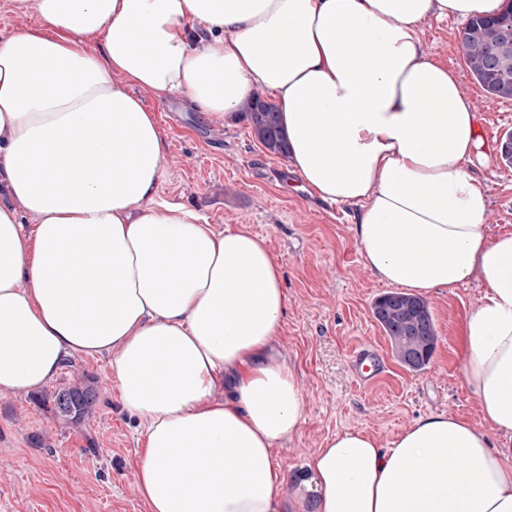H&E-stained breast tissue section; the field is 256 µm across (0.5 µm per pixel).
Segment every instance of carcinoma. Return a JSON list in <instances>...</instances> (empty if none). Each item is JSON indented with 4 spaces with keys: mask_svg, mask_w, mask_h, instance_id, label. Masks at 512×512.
<instances>
[{
    "mask_svg": "<svg viewBox=\"0 0 512 512\" xmlns=\"http://www.w3.org/2000/svg\"><path fill=\"white\" fill-rule=\"evenodd\" d=\"M461 43L466 65L483 89L490 95L512 100V2L494 16L471 19ZM243 111L265 148L288 155V140L274 105L252 98ZM373 314L397 360L414 372L425 370L437 341L428 303L414 294L387 292L375 300ZM97 398L98 392L88 378L54 392L52 411L66 421L79 422L91 413Z\"/></svg>",
    "mask_w": 512,
    "mask_h": 512,
    "instance_id": "1",
    "label": "carcinoma"
}]
</instances>
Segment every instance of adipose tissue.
Instances as JSON below:
<instances>
[{"instance_id":"1","label":"adipose tissue","mask_w":512,"mask_h":512,"mask_svg":"<svg viewBox=\"0 0 512 512\" xmlns=\"http://www.w3.org/2000/svg\"><path fill=\"white\" fill-rule=\"evenodd\" d=\"M40 30L0 41V166L40 217L0 207V389L109 358L145 421L136 484L149 512H512V235L489 238L467 166L483 141L423 22L504 0H11ZM99 36L98 49L85 45ZM146 87L237 123L270 96L303 188L354 206L366 265L427 294L481 279L463 378L489 431L445 413L391 447L346 431L284 500L273 448L304 420L275 360L288 297L266 238L155 200L165 140Z\"/></svg>"}]
</instances>
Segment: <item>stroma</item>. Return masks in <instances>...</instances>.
I'll return each instance as SVG.
<instances>
[{"instance_id": "stroma-1", "label": "stroma", "mask_w": 512, "mask_h": 512, "mask_svg": "<svg viewBox=\"0 0 512 512\" xmlns=\"http://www.w3.org/2000/svg\"><path fill=\"white\" fill-rule=\"evenodd\" d=\"M464 28L452 17L424 22V50L456 74L482 119L488 157L471 172L489 196L483 222L490 235L512 233V166L499 157L502 137L512 133V100L492 97L474 80L460 45ZM133 93L155 112L166 141L158 198L196 210L219 229L249 225L267 238L281 267L288 313L274 354L293 367L305 405L298 434L274 450L285 474L282 496L296 492L308 458L347 430L388 446L419 418L438 413L487 430L463 381L459 338L484 292L479 280L427 295L436 348L426 370H406L373 317L374 300L389 286L364 262L353 208L322 209L302 189L289 158L266 149L248 119L227 126L179 98L139 87ZM362 344L388 363L368 388L349 368L352 350ZM84 375L97 384L96 408L77 424L59 419L52 393ZM144 431V422L122 409L105 356L74 357L39 390L0 391V512H148L135 476Z\"/></svg>"}]
</instances>
